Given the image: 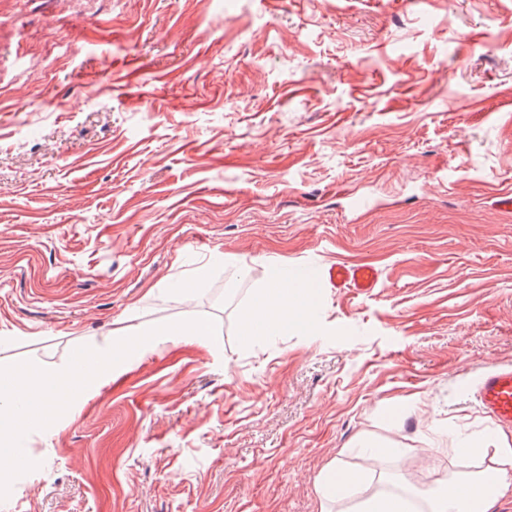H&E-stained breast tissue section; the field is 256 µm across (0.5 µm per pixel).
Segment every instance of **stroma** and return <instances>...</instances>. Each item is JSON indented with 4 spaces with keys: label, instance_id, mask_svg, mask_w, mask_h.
Segmentation results:
<instances>
[{
    "label": "stroma",
    "instance_id": "stroma-1",
    "mask_svg": "<svg viewBox=\"0 0 512 512\" xmlns=\"http://www.w3.org/2000/svg\"><path fill=\"white\" fill-rule=\"evenodd\" d=\"M507 190L512 0H0V366L217 324L29 432L0 512H321L365 442L460 475L512 364ZM338 262L377 287L242 343L272 264ZM477 400L484 414L497 425L512 426V366L485 373L477 383ZM356 483L357 479L353 474L333 466L322 479L320 495L327 503L338 502L352 494Z\"/></svg>",
    "mask_w": 512,
    "mask_h": 512
}]
</instances>
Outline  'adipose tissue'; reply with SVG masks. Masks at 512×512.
<instances>
[{
	"instance_id": "obj_1",
	"label": "adipose tissue",
	"mask_w": 512,
	"mask_h": 512,
	"mask_svg": "<svg viewBox=\"0 0 512 512\" xmlns=\"http://www.w3.org/2000/svg\"><path fill=\"white\" fill-rule=\"evenodd\" d=\"M314 299L315 292L302 275L273 268L241 318L242 343L271 341L292 328H311ZM455 451L461 456L487 454L491 463L480 475L458 479L430 494L427 512H492L496 503L512 492V483L505 479L512 467V442L503 434L482 439L461 436Z\"/></svg>"
}]
</instances>
